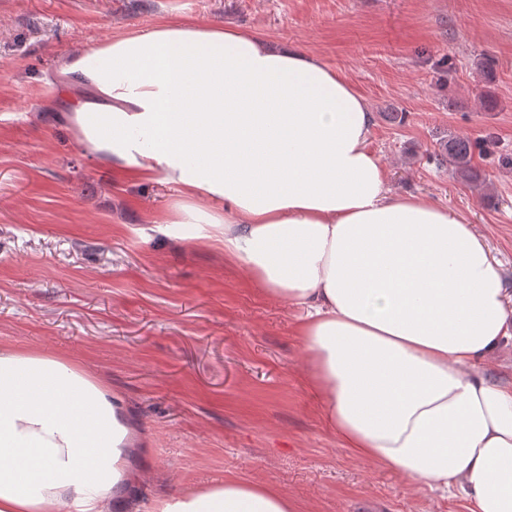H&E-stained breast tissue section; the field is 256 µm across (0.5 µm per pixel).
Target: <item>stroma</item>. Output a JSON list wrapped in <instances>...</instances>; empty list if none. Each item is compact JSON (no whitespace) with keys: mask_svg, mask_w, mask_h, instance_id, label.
<instances>
[{"mask_svg":"<svg viewBox=\"0 0 512 512\" xmlns=\"http://www.w3.org/2000/svg\"><path fill=\"white\" fill-rule=\"evenodd\" d=\"M161 21L236 26L343 73L372 106L392 193L465 216L512 289V0H0V346L110 386L142 438L128 512L228 477L299 512H466L343 448L301 309L218 245L160 233L176 188L91 158L57 120L56 59ZM451 136L478 143L491 200L438 161Z\"/></svg>","mask_w":512,"mask_h":512,"instance_id":"stroma-1","label":"stroma"}]
</instances>
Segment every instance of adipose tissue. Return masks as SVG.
Wrapping results in <instances>:
<instances>
[{"instance_id":"adipose-tissue-1","label":"adipose tissue","mask_w":512,"mask_h":512,"mask_svg":"<svg viewBox=\"0 0 512 512\" xmlns=\"http://www.w3.org/2000/svg\"><path fill=\"white\" fill-rule=\"evenodd\" d=\"M83 151L179 197L160 230L219 244L303 311L310 383L341 444L469 512H512V383L474 368L512 340L501 264L457 212L387 188L372 107L318 56L246 30L162 22L58 59ZM132 424L73 363L0 349V512H116ZM224 482L155 512H297Z\"/></svg>"}]
</instances>
